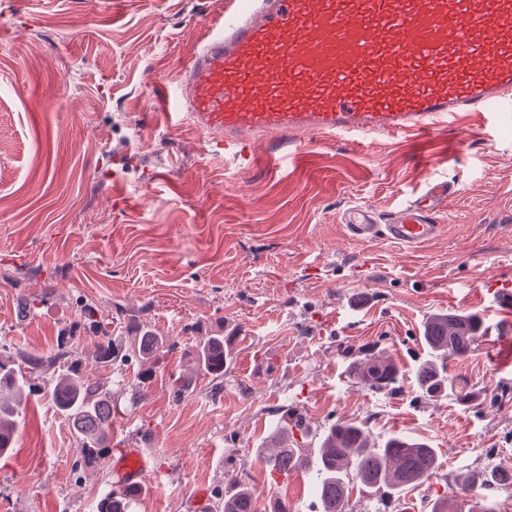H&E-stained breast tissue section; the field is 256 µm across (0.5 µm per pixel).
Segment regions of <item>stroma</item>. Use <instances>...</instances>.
Returning <instances> with one entry per match:
<instances>
[{
  "mask_svg": "<svg viewBox=\"0 0 512 512\" xmlns=\"http://www.w3.org/2000/svg\"><path fill=\"white\" fill-rule=\"evenodd\" d=\"M224 14V0H0V351L46 355L93 303L114 322L141 321L172 342L147 399L141 369L124 368L114 439L146 448L165 487L135 512H196L242 475L258 507L287 500L319 512L311 478L269 474L254 453L272 425L305 420L295 442L316 448L340 420L367 423L373 442L405 433L440 450L438 473L392 512H430L467 455H495L512 473V127L485 118L463 130L379 134L356 143L305 137L283 151L255 142L252 160L188 122L166 123L159 87ZM434 181L453 194L446 231L415 248L348 239L341 213H388ZM475 312L489 330L448 363L463 403L419 398L414 367L434 313ZM224 332L233 359L224 388L208 379L172 398L169 373L188 372L196 337ZM384 348L404 374L376 394L350 358ZM112 462L88 465L65 419L31 396L13 451L0 458V512H96Z\"/></svg>",
  "mask_w": 512,
  "mask_h": 512,
  "instance_id": "35a3bbf8",
  "label": "stroma"
}]
</instances>
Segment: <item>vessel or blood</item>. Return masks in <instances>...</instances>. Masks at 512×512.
<instances>
[{
    "label": "vessel or blood",
    "instance_id": "obj_1",
    "mask_svg": "<svg viewBox=\"0 0 512 512\" xmlns=\"http://www.w3.org/2000/svg\"><path fill=\"white\" fill-rule=\"evenodd\" d=\"M162 108L248 155L253 140L427 134L488 116L512 124V0H226ZM452 191L431 182L387 220L346 210L350 236L422 246L444 231ZM146 449L128 448L112 490L145 487Z\"/></svg>",
    "mask_w": 512,
    "mask_h": 512
}]
</instances>
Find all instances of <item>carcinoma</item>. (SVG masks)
I'll use <instances>...</instances> for the list:
<instances>
[{"mask_svg":"<svg viewBox=\"0 0 512 512\" xmlns=\"http://www.w3.org/2000/svg\"><path fill=\"white\" fill-rule=\"evenodd\" d=\"M86 326L98 336L96 364L113 366L119 374L132 360L150 365L138 374L137 394L141 398L147 396L153 366L173 347L147 324L130 321L125 329L132 335V346L124 348L112 339V320L102 316L97 307L80 304L79 321L67 331L55 353L29 357L22 366L10 357L0 359V456L13 448L21 424L22 402L26 393L36 390L31 376L45 371L52 372L55 380L44 395L68 422L82 448L84 461H100L110 452L112 424L120 411L112 401V382L85 376L82 360L73 358L68 350L77 339L78 329ZM486 330L485 318L473 313H435L426 318L422 338L430 358L415 370L422 397L435 400L452 394L464 402L472 398L470 391L455 386L449 379L448 360L467 358ZM231 343L232 337L221 334L198 337L191 360L196 373L212 382H221L230 363ZM349 367L353 377L376 394H389L398 386L399 368L392 356L382 350L350 360ZM274 437L278 447L260 448V461L269 471L279 474L300 470L317 474L313 487L322 512H350V484L355 480L378 494L376 512H387L389 500L426 483L437 470L436 449L403 434H395L382 445L374 446L368 427L359 422L330 425L314 453L291 447L289 434L283 429L276 430ZM501 481L503 478L494 476L481 482L469 468L461 486L478 496L480 512H495L488 503V487ZM230 484L233 492L218 495L216 512H258L247 486L236 477L230 479ZM138 494L137 489L121 496L108 491L98 501L97 512H132Z\"/></svg>","mask_w":512,"mask_h":512,"instance_id":"cac0c4a2","label":"carcinoma"}]
</instances>
